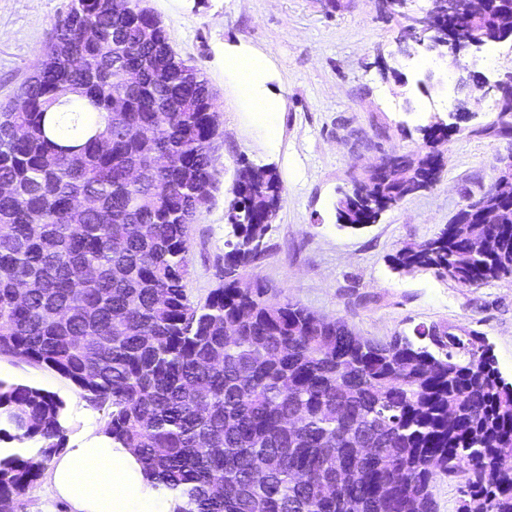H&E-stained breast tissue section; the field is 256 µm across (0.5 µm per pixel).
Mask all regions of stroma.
I'll list each match as a JSON object with an SVG mask.
<instances>
[{
    "label": "stroma",
    "mask_w": 512,
    "mask_h": 512,
    "mask_svg": "<svg viewBox=\"0 0 512 512\" xmlns=\"http://www.w3.org/2000/svg\"><path fill=\"white\" fill-rule=\"evenodd\" d=\"M68 0H0V106L11 103ZM170 43L202 70L218 96L219 134L210 200L188 230L186 291L205 301L220 282L224 219L240 162L276 168L283 201L266 232V250L245 280L343 319L359 336L412 335L418 326L474 332L493 349L512 382V280L467 288L433 270L400 272L396 253L439 234L458 211L488 190L512 155V113L499 97L460 89L424 46L397 39L407 17L430 0H146ZM263 62L261 94L273 97L272 123L251 111L248 95L224 73L222 49ZM488 82L512 75V42L487 43L471 59ZM471 114L450 141L438 143L443 167L429 187L403 198L361 229L341 227L336 202L390 156L428 152L424 129L447 119L457 100ZM275 135H268V127ZM0 378L55 393L67 406V447L89 441L107 423L108 407L91 406L54 372L0 358Z\"/></svg>",
    "instance_id": "1"
}]
</instances>
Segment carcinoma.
I'll return each instance as SVG.
<instances>
[{"label": "carcinoma", "instance_id": "cac0c4a2", "mask_svg": "<svg viewBox=\"0 0 512 512\" xmlns=\"http://www.w3.org/2000/svg\"><path fill=\"white\" fill-rule=\"evenodd\" d=\"M140 73L136 87L113 72ZM216 94L140 0H70L15 101L0 109V356L111 409L174 512H436V473L464 480L457 512H512V383L479 338L436 326L373 340L340 318L245 284L281 205L276 169L241 161L220 283L186 292L188 225L209 201ZM141 171L131 181L127 172ZM427 156L397 158L336 204L360 229L428 188ZM465 287L512 279V211L448 224L393 257ZM0 512L65 448L66 404L0 379Z\"/></svg>", "mask_w": 512, "mask_h": 512}]
</instances>
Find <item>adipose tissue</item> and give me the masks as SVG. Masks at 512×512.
Instances as JSON below:
<instances>
[{
	"instance_id": "adipose-tissue-1",
	"label": "adipose tissue",
	"mask_w": 512,
	"mask_h": 512,
	"mask_svg": "<svg viewBox=\"0 0 512 512\" xmlns=\"http://www.w3.org/2000/svg\"><path fill=\"white\" fill-rule=\"evenodd\" d=\"M48 494L66 501L72 512H171L136 457L104 435L55 458Z\"/></svg>"
}]
</instances>
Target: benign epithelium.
<instances>
[{
	"mask_svg": "<svg viewBox=\"0 0 512 512\" xmlns=\"http://www.w3.org/2000/svg\"><path fill=\"white\" fill-rule=\"evenodd\" d=\"M499 12L498 30L490 36L474 37L464 32L458 25L461 13L457 10L456 0H431L426 15L410 18L404 39H410L433 53L442 61L446 69L459 74L470 71L476 86L484 88L487 79L479 72L469 70L467 59L474 56L489 42H499L512 37V0H471L469 20L475 21L491 10ZM469 116L467 105L459 102L455 110L448 113L452 122L439 119L433 126L436 130L451 135L459 129V122ZM502 205L512 209V160H508L491 186ZM484 217L480 205L469 202L457 213L454 223L468 224Z\"/></svg>",
	"mask_w": 512,
	"mask_h": 512,
	"instance_id": "benign-epithelium-1",
	"label": "benign epithelium"
}]
</instances>
